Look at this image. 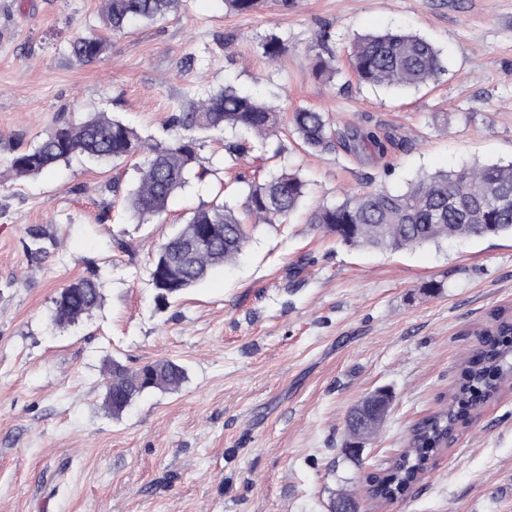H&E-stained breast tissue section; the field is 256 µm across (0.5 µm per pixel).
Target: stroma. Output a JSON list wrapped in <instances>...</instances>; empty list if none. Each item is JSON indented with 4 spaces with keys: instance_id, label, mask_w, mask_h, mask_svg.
<instances>
[{
    "instance_id": "35a3bbf8",
    "label": "stroma",
    "mask_w": 512,
    "mask_h": 512,
    "mask_svg": "<svg viewBox=\"0 0 512 512\" xmlns=\"http://www.w3.org/2000/svg\"><path fill=\"white\" fill-rule=\"evenodd\" d=\"M100 0H0V512H329L440 406L478 343L476 329L512 310V238H458L396 253L346 246L308 221L345 192L405 191L417 177L512 161V0H183L176 14L108 35ZM404 29L440 51L445 70L417 89L357 85L355 35ZM335 54L333 82L312 75L314 45ZM107 36L80 65L77 36ZM287 51L269 62L263 45ZM231 84L285 111L313 107L336 126L389 131L387 162L301 147L256 161L225 159L202 135L211 169L162 219L139 224L113 198L111 165L73 158L19 177L14 155L58 113L105 112L167 142L173 113ZM299 172L304 206L258 224L238 260L178 299L157 298L149 270L190 212L260 170ZM53 236L32 259L28 227ZM97 279L99 306L53 322L69 282ZM170 359L186 378L104 405L106 365ZM378 389L393 398L359 462L343 460L350 410ZM376 512H512V386L458 427L428 473Z\"/></svg>"
}]
</instances>
